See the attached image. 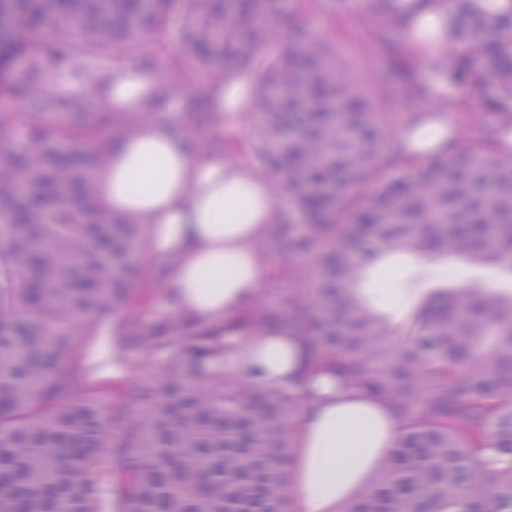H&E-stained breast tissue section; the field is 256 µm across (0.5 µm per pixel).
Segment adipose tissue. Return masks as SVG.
Listing matches in <instances>:
<instances>
[{
	"label": "adipose tissue",
	"instance_id": "1",
	"mask_svg": "<svg viewBox=\"0 0 512 512\" xmlns=\"http://www.w3.org/2000/svg\"><path fill=\"white\" fill-rule=\"evenodd\" d=\"M161 80L157 70L113 69L104 108L126 113L138 132L113 146L111 162L95 182V195L119 215H135L150 229L152 258L166 260V311L217 327L254 304L272 259L256 246L286 220L276 203L278 182L246 156L222 149L197 151L177 112L141 120L143 100ZM249 76L232 69L212 116L210 133L246 115ZM310 355L291 331L227 341L224 368L263 387L303 397L290 471L293 512H341L374 479L397 445L395 409L365 391L308 374Z\"/></svg>",
	"mask_w": 512,
	"mask_h": 512
}]
</instances>
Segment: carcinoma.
<instances>
[{"mask_svg":"<svg viewBox=\"0 0 512 512\" xmlns=\"http://www.w3.org/2000/svg\"><path fill=\"white\" fill-rule=\"evenodd\" d=\"M450 6L423 22L416 0H370L380 70L403 98L426 101L412 48L448 42L432 72L492 88L497 121L479 151L458 132L428 149L395 133L365 81L325 36L297 33L277 55L281 0H0V512H291L299 403L224 373L236 336L298 332L314 372L386 398L403 435L370 488L344 512H512V290L450 288L394 329L360 293L370 267L401 253L456 258L512 277V0ZM180 24L186 50L165 39ZM159 61L163 82L142 118L183 94L200 150L227 66L248 71L247 152L287 178L288 209L262 255L289 252L288 282L222 328L155 307L161 264L149 227L97 203L110 144L135 131L96 106L97 73ZM407 175L381 173L393 159ZM320 253L316 269L305 262ZM116 317L106 339L93 326ZM148 357L135 383L112 378V349Z\"/></svg>","mask_w":512,"mask_h":512,"instance_id":"carcinoma-1","label":"carcinoma"}]
</instances>
